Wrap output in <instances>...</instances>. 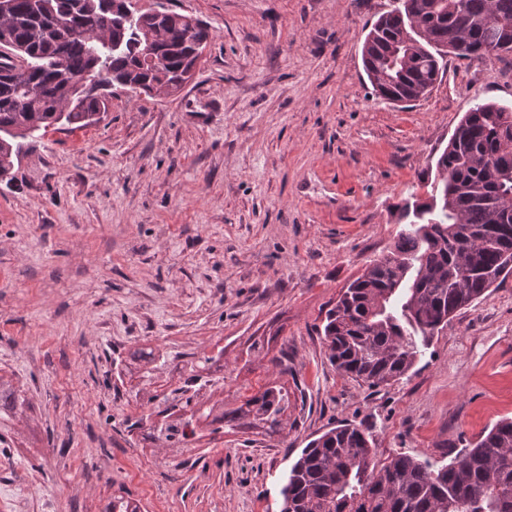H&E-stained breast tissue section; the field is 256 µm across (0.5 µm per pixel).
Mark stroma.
<instances>
[{
  "instance_id": "obj_1",
  "label": "stroma",
  "mask_w": 512,
  "mask_h": 512,
  "mask_svg": "<svg viewBox=\"0 0 512 512\" xmlns=\"http://www.w3.org/2000/svg\"><path fill=\"white\" fill-rule=\"evenodd\" d=\"M167 5L211 30L192 80L115 91L97 123L27 138L0 181V376L28 402L0 411V505L280 512L289 467L329 428L367 427L382 460H443L512 417V276L393 384L340 374L322 341L326 311L402 230L396 205L428 198L464 112L512 107V55L446 57L403 106L361 60L393 0ZM203 351L224 377L206 406L282 383L287 427L205 426L191 448L128 433Z\"/></svg>"
}]
</instances>
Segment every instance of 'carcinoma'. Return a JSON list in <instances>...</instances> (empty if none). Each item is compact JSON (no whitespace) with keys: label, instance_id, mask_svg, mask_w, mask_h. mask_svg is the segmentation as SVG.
<instances>
[{"label":"carcinoma","instance_id":"obj_1","mask_svg":"<svg viewBox=\"0 0 512 512\" xmlns=\"http://www.w3.org/2000/svg\"><path fill=\"white\" fill-rule=\"evenodd\" d=\"M0 22L22 64L0 62V132L18 118L30 134L63 121L87 126L86 116L108 108L105 91L120 80L128 91L151 93L175 82L194 60L182 40L184 15L168 12L161 25L172 38L161 43L158 64L141 60L148 17L133 9L102 17L106 31L90 40L77 32L112 0H13ZM465 45L458 58L512 53V0H395L365 39L361 56L377 94L389 101L416 100L440 75L438 58ZM97 76L96 87L81 83ZM67 84L80 109L62 113L55 99ZM436 162V193L399 207L407 228L372 261L325 317L324 343L342 373L370 386L396 382L410 372L430 339L459 310L488 295L512 274L502 264L512 252V110L493 102L472 107ZM216 358L191 362L204 378ZM288 391L271 385L231 412L213 414L201 403L161 428L153 439L193 447L200 423L218 433L253 420L275 432ZM281 512H512V419L497 422L450 463L436 467L406 453L380 465L368 430L348 424L310 441L288 471Z\"/></svg>","mask_w":512,"mask_h":512}]
</instances>
